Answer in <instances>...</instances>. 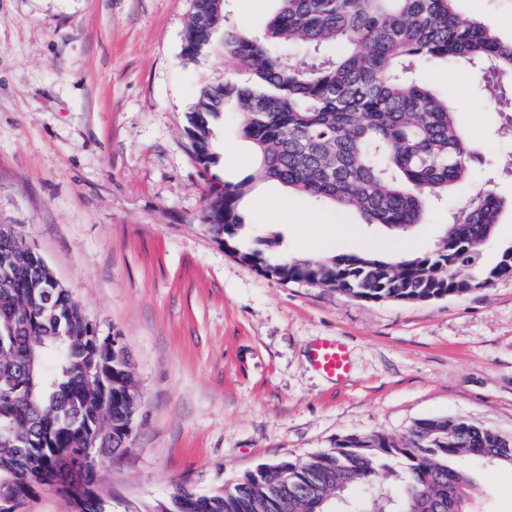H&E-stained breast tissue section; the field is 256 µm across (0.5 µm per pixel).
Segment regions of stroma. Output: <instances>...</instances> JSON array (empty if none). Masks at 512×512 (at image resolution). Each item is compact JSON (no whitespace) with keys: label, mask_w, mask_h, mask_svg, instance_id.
<instances>
[{"label":"stroma","mask_w":512,"mask_h":512,"mask_svg":"<svg viewBox=\"0 0 512 512\" xmlns=\"http://www.w3.org/2000/svg\"><path fill=\"white\" fill-rule=\"evenodd\" d=\"M277 0H225L228 23L260 33ZM191 0H0V224L13 225L100 335L129 350L141 415L123 458L97 489L112 512H153L176 484L221 489L348 434L401 439L415 421L461 417L512 437V278L427 302L369 301L263 274L218 242L202 216L206 180L184 134L200 83L236 74L215 54L181 58ZM461 17L512 41V0H459ZM419 83L457 102L474 143V186L512 199V137L499 92L435 59ZM218 173H254V149L228 112ZM463 199L434 201L411 233L434 249ZM249 236L287 225L275 255L386 251L385 227L262 181L244 202ZM342 225L322 240L317 223ZM324 339L351 372L313 367ZM478 512H512V471L477 468Z\"/></svg>","instance_id":"obj_1"}]
</instances>
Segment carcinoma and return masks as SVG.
<instances>
[{
    "instance_id": "cac0c4a2",
    "label": "carcinoma",
    "mask_w": 512,
    "mask_h": 512,
    "mask_svg": "<svg viewBox=\"0 0 512 512\" xmlns=\"http://www.w3.org/2000/svg\"><path fill=\"white\" fill-rule=\"evenodd\" d=\"M261 35L225 24L224 5L192 0L181 57L222 54L239 79L204 83L185 133L207 192L220 205L203 221L232 254L284 281L338 288L374 301L422 302L459 296L512 277V247L479 263L507 201L480 189L446 225L433 250L389 258L376 252L327 258L266 257L271 237L243 251L240 211L255 178L356 212L367 224L408 232L426 223L432 200L473 179L475 147L448 101L412 77L421 62L447 59L490 75L512 102V41L459 16L457 0H277ZM347 46L335 57L326 49ZM300 47L304 57L288 52ZM259 159L257 176L227 182L213 128L224 112ZM0 500L15 501L72 473L96 483L97 460L125 447L131 377L115 337L101 336L61 285L50 304L52 270L0 227ZM471 458L512 469V438L455 417L421 419L399 441L351 434L305 459L283 457L199 493L180 484L155 510L169 512H337L345 493L364 491L355 512H475L480 487L451 464Z\"/></svg>"
}]
</instances>
